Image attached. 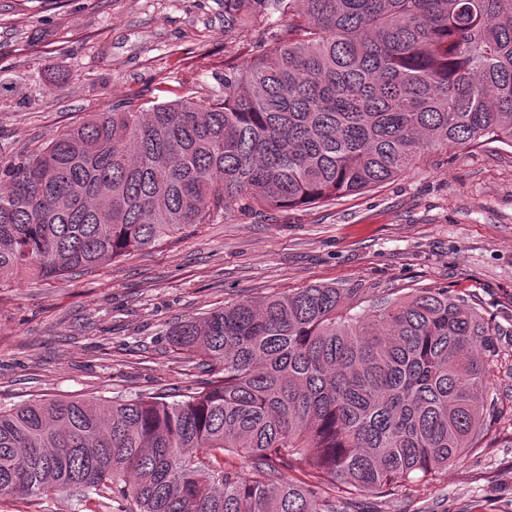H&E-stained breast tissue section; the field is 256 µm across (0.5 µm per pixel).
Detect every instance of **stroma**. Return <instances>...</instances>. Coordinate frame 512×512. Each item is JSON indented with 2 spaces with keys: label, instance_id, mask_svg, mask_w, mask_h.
Wrapping results in <instances>:
<instances>
[{
  "label": "stroma",
  "instance_id": "stroma-1",
  "mask_svg": "<svg viewBox=\"0 0 512 512\" xmlns=\"http://www.w3.org/2000/svg\"><path fill=\"white\" fill-rule=\"evenodd\" d=\"M267 24L251 10L225 26L224 0H0V165L115 101L219 98L229 67L274 48ZM316 285L344 289L350 307L445 288L475 300L497 334L477 447L358 512H512V148L498 143L433 150L364 193L231 213L85 275L0 288V408L177 397L210 374L175 350L172 327ZM0 512L80 509L56 492L2 498Z\"/></svg>",
  "mask_w": 512,
  "mask_h": 512
}]
</instances>
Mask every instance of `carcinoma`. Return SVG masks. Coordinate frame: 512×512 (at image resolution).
I'll return each instance as SVG.
<instances>
[{
    "mask_svg": "<svg viewBox=\"0 0 512 512\" xmlns=\"http://www.w3.org/2000/svg\"><path fill=\"white\" fill-rule=\"evenodd\" d=\"M253 2L292 19L223 96L114 102L0 170V285L86 274L235 210L365 192L433 149L512 147V0H224V21ZM169 336L219 375L173 402L0 408V497L352 512L448 470L488 414L496 331L446 288L354 311L311 286Z\"/></svg>",
    "mask_w": 512,
    "mask_h": 512,
    "instance_id": "1",
    "label": "carcinoma"
}]
</instances>
